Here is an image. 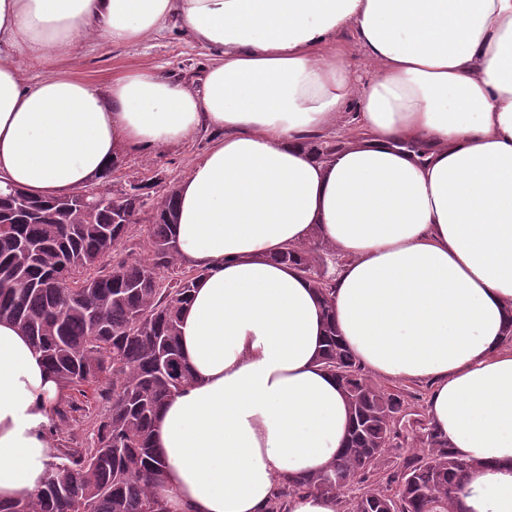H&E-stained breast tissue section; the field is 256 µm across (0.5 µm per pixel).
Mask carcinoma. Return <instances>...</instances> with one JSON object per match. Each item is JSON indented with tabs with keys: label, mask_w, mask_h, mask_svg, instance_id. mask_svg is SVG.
<instances>
[{
	"label": "carcinoma",
	"mask_w": 512,
	"mask_h": 512,
	"mask_svg": "<svg viewBox=\"0 0 512 512\" xmlns=\"http://www.w3.org/2000/svg\"><path fill=\"white\" fill-rule=\"evenodd\" d=\"M173 195L147 217L150 258L142 261L112 259L140 220L137 187L93 201L79 218L52 200L0 189V319L30 337L63 391L42 486L0 503V512H168L152 426L160 406L193 381L179 323L202 275L185 266L172 233ZM273 260L294 266L322 299L320 362L347 398L351 423L336 457L319 472L283 478L266 512H288L306 493L335 499L337 512H462L475 463L456 457L426 417L414 420L419 446L397 454V425L415 412L366 375L337 334L328 264L342 257L314 236ZM96 403L106 408L100 418L90 415ZM359 484L363 491L348 496Z\"/></svg>",
	"instance_id": "obj_1"
}]
</instances>
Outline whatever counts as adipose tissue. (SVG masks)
I'll return each mask as SVG.
<instances>
[{
    "mask_svg": "<svg viewBox=\"0 0 512 512\" xmlns=\"http://www.w3.org/2000/svg\"><path fill=\"white\" fill-rule=\"evenodd\" d=\"M177 22L201 76L140 68L106 89L60 70L81 36L131 47ZM351 31L371 79L339 35ZM44 74L22 81L11 57ZM353 117L321 155L309 137ZM216 138L175 191L192 385L157 413L170 512H265L322 470L350 408L319 363L321 299L273 252L345 257L336 329L387 380L429 381L428 415L475 461L467 512H512V0H0V181L53 199L121 155ZM61 397L0 321V501L37 490Z\"/></svg>",
    "mask_w": 512,
    "mask_h": 512,
    "instance_id": "ef3b65f1",
    "label": "adipose tissue"
}]
</instances>
